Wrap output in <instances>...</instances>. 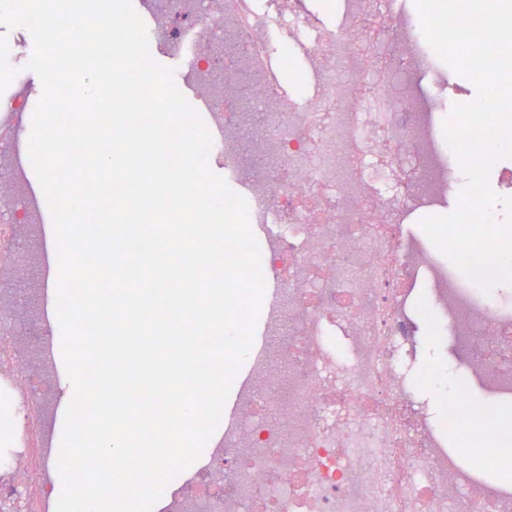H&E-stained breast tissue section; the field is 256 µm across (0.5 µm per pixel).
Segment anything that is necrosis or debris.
<instances>
[{
  "label": "necrosis or debris",
  "mask_w": 512,
  "mask_h": 512,
  "mask_svg": "<svg viewBox=\"0 0 512 512\" xmlns=\"http://www.w3.org/2000/svg\"><path fill=\"white\" fill-rule=\"evenodd\" d=\"M291 39H307L322 94L301 103L273 91L260 63L262 16L242 0H150L151 43L195 36L192 79L214 132L210 159L248 190L249 221L275 219L260 240V266L277 289L265 302L268 341L245 362L237 416L207 441L197 478L175 475L161 512H512V483L493 481L447 446L456 421L496 461L506 432L499 407L512 399V294L480 284L411 239L410 211L459 197L465 178L441 126L415 89L434 52L419 18L395 0H353L344 31L319 26L302 0H271ZM18 27L0 48V125L17 127L24 91ZM26 188L0 173V241L28 264L41 255L16 239L40 223ZM430 272L426 301L411 297ZM21 267L0 271V512H56L60 452L48 425L60 393L57 344L34 303L16 318ZM452 346L451 364L426 373L448 413L438 420L406 384L421 332ZM346 336V355L336 353ZM492 396L477 415L468 395L444 389L446 372Z\"/></svg>",
  "instance_id": "obj_1"
}]
</instances>
